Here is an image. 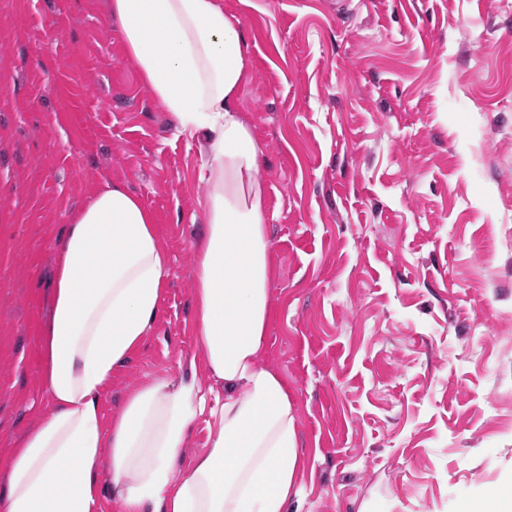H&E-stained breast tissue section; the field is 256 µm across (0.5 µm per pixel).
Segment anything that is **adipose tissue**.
Here are the masks:
<instances>
[{
    "label": "adipose tissue",
    "mask_w": 512,
    "mask_h": 512,
    "mask_svg": "<svg viewBox=\"0 0 512 512\" xmlns=\"http://www.w3.org/2000/svg\"><path fill=\"white\" fill-rule=\"evenodd\" d=\"M110 18L178 132L205 143L193 332L224 390L192 376L156 378L103 424L100 399L150 332L169 270L151 211L123 184L105 183L73 211L60 241L43 333L51 411L14 443L0 512H99L105 484L119 512H288L302 456L288 389L261 361L271 243L262 148L237 108L244 37L217 0H111ZM203 415L210 446L182 468L181 451Z\"/></svg>",
    "instance_id": "adipose-tissue-1"
}]
</instances>
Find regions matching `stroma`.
<instances>
[{
	"instance_id": "stroma-1",
	"label": "stroma",
	"mask_w": 512,
	"mask_h": 512,
	"mask_svg": "<svg viewBox=\"0 0 512 512\" xmlns=\"http://www.w3.org/2000/svg\"><path fill=\"white\" fill-rule=\"evenodd\" d=\"M109 0H0V458L49 409L55 247L108 181L151 210L160 312L100 401L194 373L204 147L127 57ZM264 147L263 359L304 457L288 512H492L512 480V0H218Z\"/></svg>"
}]
</instances>
